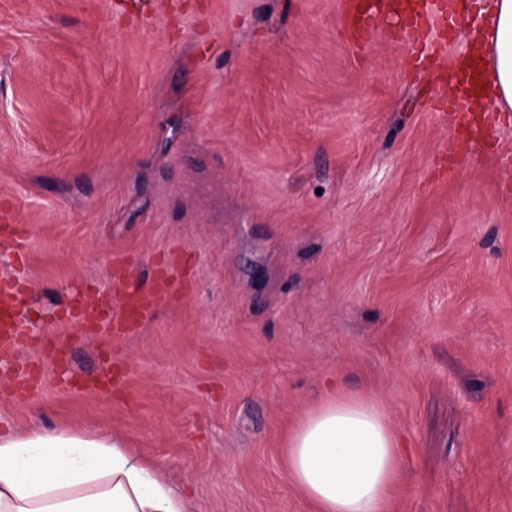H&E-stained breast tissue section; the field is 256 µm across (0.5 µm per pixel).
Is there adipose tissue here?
I'll return each instance as SVG.
<instances>
[{
	"label": "adipose tissue",
	"mask_w": 512,
	"mask_h": 512,
	"mask_svg": "<svg viewBox=\"0 0 512 512\" xmlns=\"http://www.w3.org/2000/svg\"><path fill=\"white\" fill-rule=\"evenodd\" d=\"M498 111L512 112V0L481 33ZM287 475L315 512H391L400 448L378 399L335 389L286 436ZM0 512H197L116 435L0 433Z\"/></svg>",
	"instance_id": "obj_1"
}]
</instances>
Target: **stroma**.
Segmentation results:
<instances>
[{
	"label": "stroma",
	"mask_w": 512,
	"mask_h": 512,
	"mask_svg": "<svg viewBox=\"0 0 512 512\" xmlns=\"http://www.w3.org/2000/svg\"><path fill=\"white\" fill-rule=\"evenodd\" d=\"M0 0V205L31 246L0 426L128 439L199 512H313L284 438L328 382L403 443L393 512H512V112L437 166L438 64L342 0ZM128 254L191 288L124 341L53 324ZM65 341L63 359L47 345ZM387 11L384 2L369 5L362 0L345 1L342 10L344 24L354 33L358 44L364 43L366 37L376 27L380 12Z\"/></svg>",
	"instance_id": "stroma-1"
}]
</instances>
